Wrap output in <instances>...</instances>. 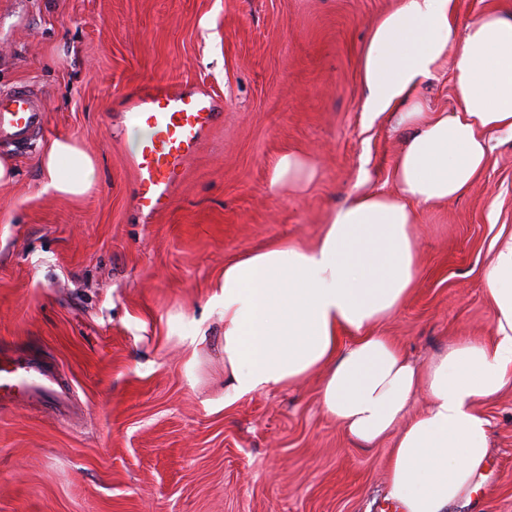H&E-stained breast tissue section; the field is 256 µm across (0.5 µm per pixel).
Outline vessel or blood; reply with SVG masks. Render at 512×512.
<instances>
[{
    "instance_id": "1",
    "label": "vessel or blood",
    "mask_w": 512,
    "mask_h": 512,
    "mask_svg": "<svg viewBox=\"0 0 512 512\" xmlns=\"http://www.w3.org/2000/svg\"><path fill=\"white\" fill-rule=\"evenodd\" d=\"M215 100L202 90L164 82L137 86L126 102L124 117L147 135L131 158L134 200L147 213L165 208L190 159L211 129ZM44 106L27 87L0 91V142L24 143L44 130ZM48 403L63 415L73 408V393L61 381L60 367L20 347L0 346V409Z\"/></svg>"
}]
</instances>
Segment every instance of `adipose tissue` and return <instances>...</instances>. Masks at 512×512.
I'll return each mask as SVG.
<instances>
[{"mask_svg":"<svg viewBox=\"0 0 512 512\" xmlns=\"http://www.w3.org/2000/svg\"><path fill=\"white\" fill-rule=\"evenodd\" d=\"M455 5L397 0L359 56L369 119L407 131L390 170L396 194L357 184L327 213L316 243L274 241L239 254L220 286L225 405L323 371V409L357 446L394 436L389 495L402 512H448L458 501L488 455L475 401L512 382L511 227L482 270L490 340L450 344L422 364L374 331L416 286L419 208L463 195L487 168L491 135L512 139V18L488 8L460 27ZM445 64L454 106L432 112L420 89ZM40 167L47 189L72 199L98 180L94 159L69 138L53 140ZM314 173L307 157L285 154L269 187L298 191ZM422 389L429 403L410 415Z\"/></svg>","mask_w":512,"mask_h":512,"instance_id":"obj_1","label":"adipose tissue"}]
</instances>
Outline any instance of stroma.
<instances>
[{
    "label": "stroma",
    "mask_w": 512,
    "mask_h": 512,
    "mask_svg": "<svg viewBox=\"0 0 512 512\" xmlns=\"http://www.w3.org/2000/svg\"><path fill=\"white\" fill-rule=\"evenodd\" d=\"M396 0H0V89L44 96L54 138L77 140L99 179L46 190L39 156L0 144V341L53 356L81 398L62 419L0 411V512H399L390 441L354 445L323 412L320 374L224 404V263L274 240L313 243L359 181L389 192L404 137L368 122L358 56ZM146 81L214 94L221 117L167 208L133 200L125 94ZM462 196L423 209L422 264L380 328L424 362L489 336L481 269L512 225V140ZM316 165L271 190L283 154ZM489 455L450 512H512V384L476 403Z\"/></svg>",
    "instance_id": "1"
}]
</instances>
